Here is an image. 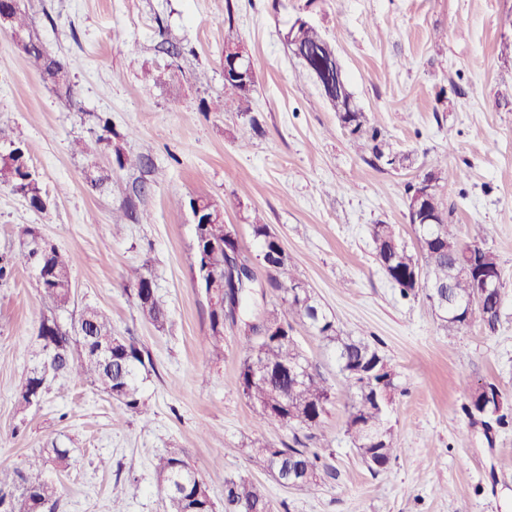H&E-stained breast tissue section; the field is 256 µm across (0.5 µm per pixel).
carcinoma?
Masks as SVG:
<instances>
[{
  "instance_id": "1",
  "label": "carcinoma",
  "mask_w": 512,
  "mask_h": 512,
  "mask_svg": "<svg viewBox=\"0 0 512 512\" xmlns=\"http://www.w3.org/2000/svg\"><path fill=\"white\" fill-rule=\"evenodd\" d=\"M14 31L29 40L26 57L43 81L64 96L70 105L77 106L69 72L64 70L61 61H49L51 53L32 30L24 5L16 17ZM287 50L292 54L297 51L306 53L307 61L301 66L310 79L313 78L312 67L321 61H329V57L336 54L333 45L313 26L300 31L298 46H289ZM326 85L335 89L342 105L348 108L342 120L352 125L349 135L358 149L369 151L374 159L385 165H392L391 154L385 153L379 141V129L355 104L345 76L333 71L326 77ZM254 90L253 81L224 79V95L234 97L238 108L245 113L250 112ZM0 182L10 184L15 192L23 195L31 209L41 210L43 195L24 144L12 141L7 152H0ZM189 205L191 210L201 211V223L195 225L196 255L201 261L198 270H206V278L217 289L232 285V274L224 267V219L216 206L207 200L192 199ZM251 228L253 235L262 240L261 257L272 271L270 286L281 292L277 307L263 310L262 318L256 322L244 323L245 355L238 384L253 404L256 418L275 428H283L288 422L311 428L318 424L331 401L325 381L311 368L291 335L290 320L299 318L336 351L339 371L352 394L345 433L352 438L361 460L372 459L388 466L396 457L397 446L385 394L394 392L396 383L389 379L386 358L376 344L344 334L303 281L294 276L288 254L278 238L271 234L268 225L256 222ZM413 229L417 244L411 251L394 225H372L370 234L375 260L405 298L420 294L431 306L436 295L451 296L447 312L440 317V326L448 334L455 335L464 329L459 312L473 301L475 280L450 278L448 260L455 258L473 263L476 271L486 269L498 277L502 269L494 252L484 245L480 233L468 239L460 237L456 225L449 223L446 214L440 224H415ZM75 261L72 254L52 247L47 261L51 279L40 287L41 301L48 311L43 320L52 325L46 341L54 353L53 377L72 375L111 396L125 410L142 414L138 378L140 371L146 369V363L144 351L138 344L130 338L124 339L122 345L112 349V365L108 368L85 350L86 338L65 335L66 329L57 323L56 312L67 309L71 301V272ZM421 272L425 273L426 279L423 286L416 283ZM288 285L297 286L298 291H289L286 289ZM139 309L144 318L155 325H163L166 313L157 298L146 299V303L139 304ZM85 313L90 315L88 335L100 338L114 335L112 322L102 311L87 307ZM210 321L212 351L222 357L224 338L218 329L219 313L215 308L210 309ZM292 363L300 364L302 378L289 376L288 366ZM489 388L488 393L472 390L465 411H481L489 404L498 406L500 392L493 384ZM47 390L48 377L39 368L32 369L17 393L19 408H30L31 396H43ZM252 453L280 483L294 482L300 488H311L318 485L327 472L319 453L305 448H274L257 440L252 444ZM185 461V450L172 448L155 463L156 475L169 501L168 512H214L206 484L197 472L185 465ZM56 494L55 485L43 479L37 456L29 461L25 471L0 469V500H8L13 505V512H34L36 498L53 510L57 505ZM224 512H272V508L261 486L242 476H228L224 479Z\"/></svg>"
}]
</instances>
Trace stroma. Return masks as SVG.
Masks as SVG:
<instances>
[{
	"label": "stroma",
	"instance_id": "35a3bbf8",
	"mask_svg": "<svg viewBox=\"0 0 512 512\" xmlns=\"http://www.w3.org/2000/svg\"><path fill=\"white\" fill-rule=\"evenodd\" d=\"M44 46L67 66L83 109L69 108L0 32V129L22 140L47 201L33 211L0 183V468L23 466L53 446L70 464H46L55 512H111L129 482L125 512H167L153 469L181 448L204 479L216 512L224 479L264 484L274 512H512V425H483L463 406L494 384L512 413V0H25ZM333 43L356 103L380 130L394 170L356 152L328 101L301 74L283 34L299 14ZM244 42L256 88L251 117L225 103L224 43ZM169 71L148 86L145 71ZM145 156L144 168L119 157ZM458 168L441 183L461 235L480 227L503 273L496 331L480 317L448 335L422 298L401 297L373 257L370 228L395 225L416 240L406 190L421 170ZM103 175L136 186L134 219L113 230L120 199L92 185ZM209 200L259 262L250 223L268 224L321 306L350 336L378 343L395 374L390 423L397 457L380 473L361 462L345 433L351 396L335 350L300 321L293 334L333 392L307 448L329 469L315 487L278 483L250 454L255 439L282 448L292 429L255 418L238 385L241 323L225 320L224 356L209 351V304L195 281V224L188 202ZM33 227L76 257L63 326L88 306L133 338L153 366L140 375L146 416L69 378L19 413L15 396L40 361L45 309L38 271L19 262L20 230ZM150 277L163 326L140 313L130 268Z\"/></svg>",
	"mask_w": 512,
	"mask_h": 512
}]
</instances>
